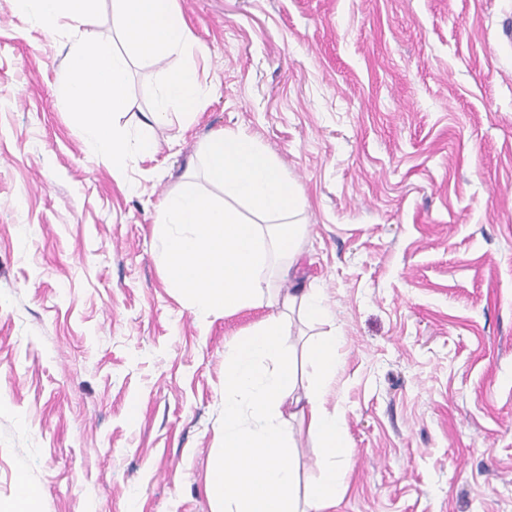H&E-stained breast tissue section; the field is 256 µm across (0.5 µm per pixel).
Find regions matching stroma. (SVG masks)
Segmentation results:
<instances>
[{
    "mask_svg": "<svg viewBox=\"0 0 512 512\" xmlns=\"http://www.w3.org/2000/svg\"><path fill=\"white\" fill-rule=\"evenodd\" d=\"M211 89L122 178L60 91L73 35L0 0V512H213L224 343L157 265L161 199L231 128L306 201L341 340L334 512H512V0H179ZM177 58L131 66L125 130ZM138 407L130 422V407Z\"/></svg>",
    "mask_w": 512,
    "mask_h": 512,
    "instance_id": "1",
    "label": "stroma"
}]
</instances>
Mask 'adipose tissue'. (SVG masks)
Returning <instances> with one entry per match:
<instances>
[{
	"label": "adipose tissue",
	"instance_id": "1",
	"mask_svg": "<svg viewBox=\"0 0 512 512\" xmlns=\"http://www.w3.org/2000/svg\"><path fill=\"white\" fill-rule=\"evenodd\" d=\"M210 90L193 65L167 76L148 125L190 126ZM206 176L224 190L206 195L185 180L160 210L164 230L157 262L165 282L191 302L199 320L255 305L272 278H291L301 254L305 204L275 156L238 130L221 129L200 154ZM273 313L224 344V422L220 452L206 476L215 512H330L348 485L344 416L328 408L340 366L335 332L306 348L312 368L300 381L286 346L293 322L326 323L320 288L273 295ZM306 424L320 448V477L299 493L290 462L292 423Z\"/></svg>",
	"mask_w": 512,
	"mask_h": 512
}]
</instances>
